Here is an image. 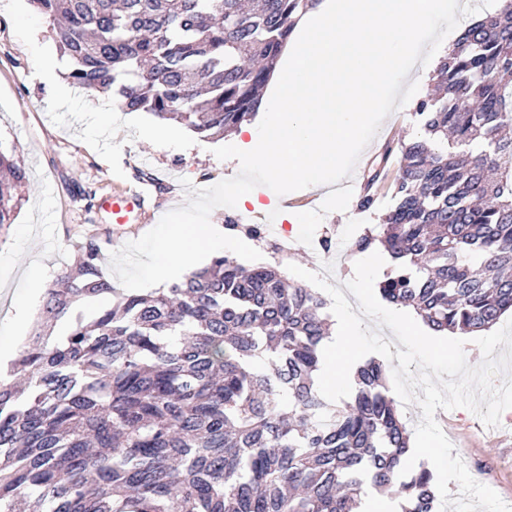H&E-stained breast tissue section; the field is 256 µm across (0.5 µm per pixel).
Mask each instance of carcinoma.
Segmentation results:
<instances>
[{"label":"carcinoma","mask_w":512,"mask_h":512,"mask_svg":"<svg viewBox=\"0 0 512 512\" xmlns=\"http://www.w3.org/2000/svg\"><path fill=\"white\" fill-rule=\"evenodd\" d=\"M28 2L72 84L210 139L255 118L294 15L319 0ZM436 79L394 204L354 250L384 248L386 301L468 334L512 310V8L465 29ZM25 182L0 150V226ZM98 259L87 242L47 290L24 392L0 383V512H359L369 487L434 512L431 470L400 475L410 438L383 364L357 367L349 399L321 395L320 295L229 255L130 294Z\"/></svg>","instance_id":"1"}]
</instances>
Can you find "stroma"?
<instances>
[{
	"mask_svg": "<svg viewBox=\"0 0 512 512\" xmlns=\"http://www.w3.org/2000/svg\"><path fill=\"white\" fill-rule=\"evenodd\" d=\"M54 62V75L39 78L38 68ZM70 64L60 53L49 20L27 0H0V149L14 153L28 182L14 223L0 227V344L12 335L11 299L29 262L48 259L46 287H53L61 269L73 264L79 246L95 239L102 250L99 267L111 276L107 243L112 223L97 208L105 195L136 191L147 202L143 219L157 224L167 212L184 205L183 180L205 188L234 177L238 160L217 159L212 150L222 138L200 139L186 127L170 126V139L142 142L154 130L153 117L138 112L105 114L95 108L98 92L72 87L66 78ZM415 105L391 113L360 156L352 173L364 180L371 161L386 145H399L419 133ZM296 200L309 201L310 223L298 225L287 254L263 262L279 268L302 262L319 271L321 263L311 243H353L380 224L392 205L388 181H381L374 205L358 206V195L329 200L326 188L295 191ZM435 419L465 463L471 476L484 479L502 500L512 504V409L498 426L489 428L470 411L436 410Z\"/></svg>",
	"mask_w": 512,
	"mask_h": 512,
	"instance_id": "1",
	"label": "stroma"
}]
</instances>
